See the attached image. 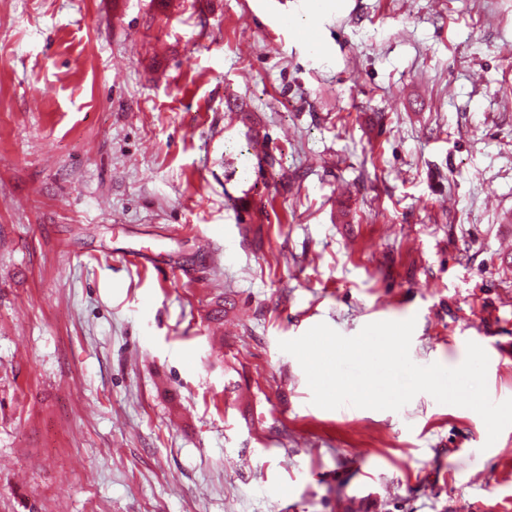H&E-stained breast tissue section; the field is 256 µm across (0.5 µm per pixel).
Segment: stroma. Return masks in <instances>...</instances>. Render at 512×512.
<instances>
[{"label":"stroma","instance_id":"35a3bbf8","mask_svg":"<svg viewBox=\"0 0 512 512\" xmlns=\"http://www.w3.org/2000/svg\"><path fill=\"white\" fill-rule=\"evenodd\" d=\"M511 245L512 0H0V512H512V427L279 348L512 343Z\"/></svg>","mask_w":512,"mask_h":512}]
</instances>
